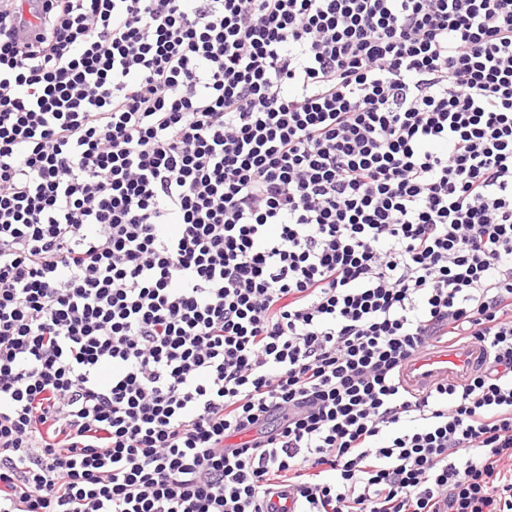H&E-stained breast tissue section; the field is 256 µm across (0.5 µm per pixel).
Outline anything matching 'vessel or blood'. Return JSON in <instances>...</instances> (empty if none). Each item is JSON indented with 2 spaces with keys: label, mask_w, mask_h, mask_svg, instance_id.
Here are the masks:
<instances>
[{
  "label": "vessel or blood",
  "mask_w": 512,
  "mask_h": 512,
  "mask_svg": "<svg viewBox=\"0 0 512 512\" xmlns=\"http://www.w3.org/2000/svg\"><path fill=\"white\" fill-rule=\"evenodd\" d=\"M484 359L479 345H443L407 362L401 370V381L413 391L428 390L442 381L462 384L482 366Z\"/></svg>",
  "instance_id": "b4317fda"
}]
</instances>
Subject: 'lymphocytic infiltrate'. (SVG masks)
Listing matches in <instances>:
<instances>
[{
    "mask_svg": "<svg viewBox=\"0 0 512 512\" xmlns=\"http://www.w3.org/2000/svg\"><path fill=\"white\" fill-rule=\"evenodd\" d=\"M291 493L512 512V0H0V512ZM484 359L483 349L474 343L451 347L445 344L407 362L401 370V381L413 391L428 390L442 381L463 384Z\"/></svg>",
    "mask_w": 512,
    "mask_h": 512,
    "instance_id": "lymphocytic-infiltrate-1",
    "label": "lymphocytic infiltrate"
}]
</instances>
